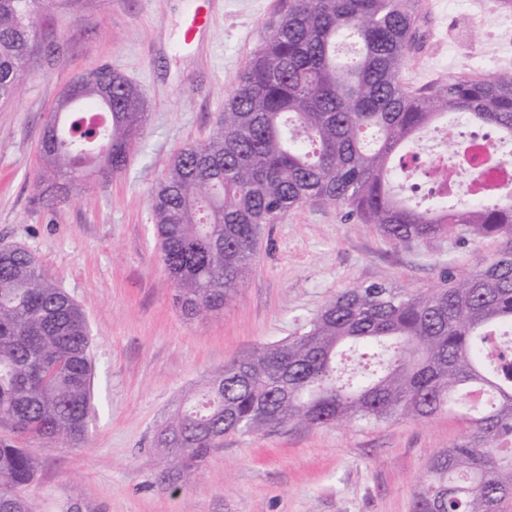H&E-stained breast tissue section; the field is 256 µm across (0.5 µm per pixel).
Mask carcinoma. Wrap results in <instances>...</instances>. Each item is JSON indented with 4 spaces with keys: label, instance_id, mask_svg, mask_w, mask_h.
Instances as JSON below:
<instances>
[{
    "label": "carcinoma",
    "instance_id": "obj_1",
    "mask_svg": "<svg viewBox=\"0 0 512 512\" xmlns=\"http://www.w3.org/2000/svg\"><path fill=\"white\" fill-rule=\"evenodd\" d=\"M417 0H293L254 52L217 129L177 151L151 194L172 303L188 321L218 314L245 287L268 225L321 200L395 242L456 233L463 242L512 238V198L461 202L448 189L397 191L408 148L456 114L512 141V73L459 77L411 91L400 79L419 38ZM33 29L29 0H0V98L13 96ZM358 44L342 60L337 45ZM52 113L42 139L37 200H77L94 169L125 170L146 119L141 91L110 66ZM85 314L20 246L0 247V512H39L25 495L42 451L86 439L93 409ZM458 417L464 435L435 453L414 512H500L512 499V252L428 292L384 282L331 300L285 344L260 345L224 365L156 437L179 480L228 434L288 424L426 421Z\"/></svg>",
    "mask_w": 512,
    "mask_h": 512
}]
</instances>
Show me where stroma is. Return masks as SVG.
<instances>
[{
	"label": "stroma",
	"mask_w": 512,
	"mask_h": 512,
	"mask_svg": "<svg viewBox=\"0 0 512 512\" xmlns=\"http://www.w3.org/2000/svg\"><path fill=\"white\" fill-rule=\"evenodd\" d=\"M291 0H210L214 17L191 45V0H34L36 38L17 94L0 99V244L25 247L78 302L91 333L94 413L85 442L46 451L28 490L39 512L77 501L94 512H412L430 457L461 438L452 415L225 437L179 486L165 483L155 437L178 405L254 346L302 333L345 290L385 282L428 291L512 251V238L463 244L452 235L395 243L347 221L338 206L285 212L264 239L246 288L222 315L187 322L159 258L150 192L173 153L207 138L265 35ZM421 43L400 78L418 90L477 75L471 46L507 31L461 0H418ZM109 65L148 103L126 169L90 182L81 200L47 208L34 178L48 116L80 75Z\"/></svg>",
	"instance_id": "obj_1"
}]
</instances>
